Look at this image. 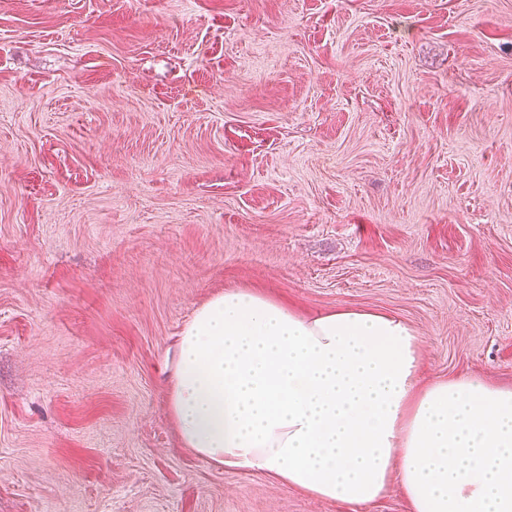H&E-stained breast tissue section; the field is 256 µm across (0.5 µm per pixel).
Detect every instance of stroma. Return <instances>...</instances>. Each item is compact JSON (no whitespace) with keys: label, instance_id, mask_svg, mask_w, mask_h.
I'll return each mask as SVG.
<instances>
[{"label":"stroma","instance_id":"35a3bbf8","mask_svg":"<svg viewBox=\"0 0 512 512\" xmlns=\"http://www.w3.org/2000/svg\"><path fill=\"white\" fill-rule=\"evenodd\" d=\"M236 290L512 386V0H0V512H408L183 445Z\"/></svg>","mask_w":512,"mask_h":512}]
</instances>
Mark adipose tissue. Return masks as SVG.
Segmentation results:
<instances>
[{"instance_id":"adipose-tissue-1","label":"adipose tissue","mask_w":512,"mask_h":512,"mask_svg":"<svg viewBox=\"0 0 512 512\" xmlns=\"http://www.w3.org/2000/svg\"><path fill=\"white\" fill-rule=\"evenodd\" d=\"M420 342L395 316H304L230 291L182 328L169 366L181 440L353 508L399 484L409 512H512V388L418 382Z\"/></svg>"}]
</instances>
